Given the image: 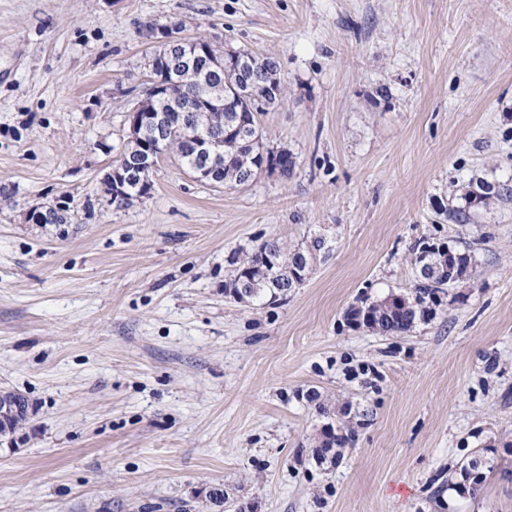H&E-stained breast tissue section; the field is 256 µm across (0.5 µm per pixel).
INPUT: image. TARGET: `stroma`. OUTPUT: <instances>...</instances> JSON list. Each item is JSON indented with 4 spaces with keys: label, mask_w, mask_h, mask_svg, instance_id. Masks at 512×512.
<instances>
[{
    "label": "stroma",
    "mask_w": 512,
    "mask_h": 512,
    "mask_svg": "<svg viewBox=\"0 0 512 512\" xmlns=\"http://www.w3.org/2000/svg\"><path fill=\"white\" fill-rule=\"evenodd\" d=\"M173 20L277 60L259 122L293 167L228 189L169 154L118 209L142 31ZM318 236L287 297L225 292L266 240ZM422 237L472 275L410 332L353 324L412 292ZM4 393L28 419L0 434V512H216L212 488L229 512H512V0H0Z\"/></svg>",
    "instance_id": "1"
}]
</instances>
